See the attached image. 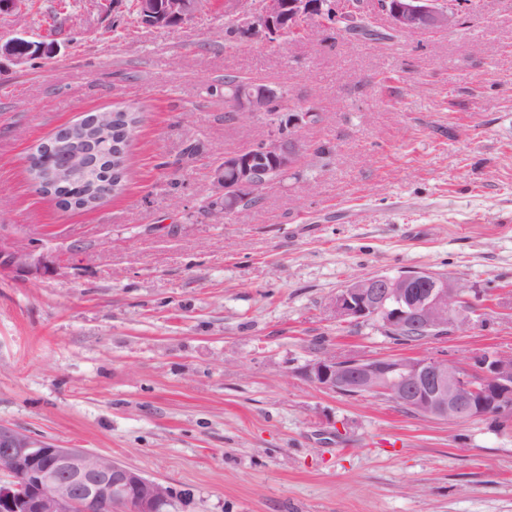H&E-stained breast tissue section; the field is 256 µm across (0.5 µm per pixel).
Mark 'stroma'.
Wrapping results in <instances>:
<instances>
[{
	"mask_svg": "<svg viewBox=\"0 0 512 512\" xmlns=\"http://www.w3.org/2000/svg\"><path fill=\"white\" fill-rule=\"evenodd\" d=\"M70 2L55 24L59 0L0 15V34L58 46L0 75V227L51 263L0 272V421L142 470L177 512H512V430L300 373L321 352L512 351V0L450 31L230 42L231 0L174 30ZM228 74L319 118L295 170L219 220L214 168L272 135L228 118ZM133 103L122 194L67 210L38 193L40 143ZM414 268L466 287L467 324L402 342L331 315L352 279Z\"/></svg>",
	"mask_w": 512,
	"mask_h": 512,
	"instance_id": "obj_1",
	"label": "stroma"
}]
</instances>
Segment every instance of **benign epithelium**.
Masks as SVG:
<instances>
[{"label":"benign epithelium","mask_w":512,"mask_h":512,"mask_svg":"<svg viewBox=\"0 0 512 512\" xmlns=\"http://www.w3.org/2000/svg\"><path fill=\"white\" fill-rule=\"evenodd\" d=\"M234 23L245 38H275L301 29L311 19L339 14L334 0H239ZM391 30L401 34L452 30L462 24L459 0H378ZM141 24L175 28L190 23L201 0H136ZM25 32L0 36V70L4 62L24 66L33 58L51 57L54 46L39 44L33 54L19 45ZM281 89L248 82L241 88V116L269 113ZM317 113L290 112L288 132L269 140L258 153H231L213 172L215 205L211 215L227 217L239 202L272 184L266 162L280 171L296 164L303 151L299 129ZM55 183L69 182L88 169L91 152L74 141L112 140V112H87L56 131ZM44 258L27 244L3 243L0 270L18 276L39 274ZM458 283L444 274L417 268L396 274L358 278L341 289L331 309L340 319L373 320L384 332L402 338L414 331L424 339L448 334L469 321L471 304L459 295ZM301 374L314 386L348 397L375 395L434 420H487L512 423V353L486 351L465 363L442 356L340 357L323 352ZM172 488L140 470L80 448H63L44 437L0 422V512H103L109 504L122 512H164Z\"/></svg>","instance_id":"benign-epithelium-1"}]
</instances>
